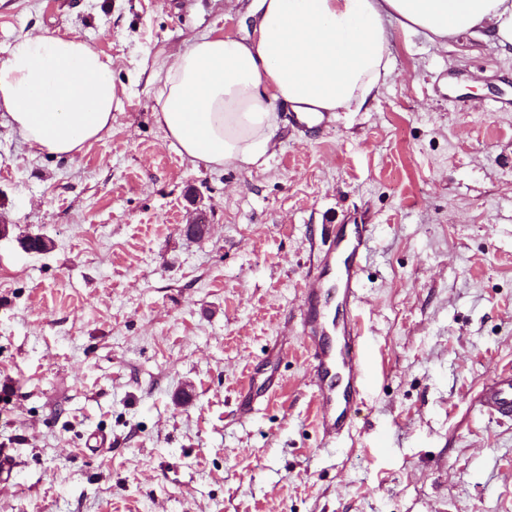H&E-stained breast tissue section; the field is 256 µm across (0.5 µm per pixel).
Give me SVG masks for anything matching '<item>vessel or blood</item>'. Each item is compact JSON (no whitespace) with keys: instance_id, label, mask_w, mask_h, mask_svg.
<instances>
[{"instance_id":"vessel-or-blood-1","label":"vessel or blood","mask_w":512,"mask_h":512,"mask_svg":"<svg viewBox=\"0 0 512 512\" xmlns=\"http://www.w3.org/2000/svg\"><path fill=\"white\" fill-rule=\"evenodd\" d=\"M368 231L365 224L330 229L303 290V331L316 387V425L327 440L349 432L354 410L372 377L370 346L355 316ZM332 305L344 316L330 323L326 311ZM480 407L491 416L512 419V375L486 386Z\"/></svg>"}]
</instances>
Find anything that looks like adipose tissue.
Wrapping results in <instances>:
<instances>
[{"mask_svg": "<svg viewBox=\"0 0 512 512\" xmlns=\"http://www.w3.org/2000/svg\"><path fill=\"white\" fill-rule=\"evenodd\" d=\"M393 24L437 47L467 33L512 53V0H258L248 38L210 31L154 71L155 119L195 162L264 169L278 103L333 116L377 98ZM120 107L111 59L80 37L45 32L0 62V112L32 154L75 156Z\"/></svg>", "mask_w": 512, "mask_h": 512, "instance_id": "obj_1", "label": "adipose tissue"}]
</instances>
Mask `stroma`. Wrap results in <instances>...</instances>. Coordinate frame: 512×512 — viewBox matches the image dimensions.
<instances>
[{"mask_svg":"<svg viewBox=\"0 0 512 512\" xmlns=\"http://www.w3.org/2000/svg\"><path fill=\"white\" fill-rule=\"evenodd\" d=\"M252 3L0 0V60L76 35L124 90L70 159L0 117V512H512V422L478 403L512 371V54L391 26L368 108L300 128L278 106L264 171L212 170L157 126L151 74L247 37ZM198 213L212 230L186 238ZM353 223L376 369L328 445L302 288L324 225Z\"/></svg>","mask_w":512,"mask_h":512,"instance_id":"stroma-1","label":"stroma"}]
</instances>
